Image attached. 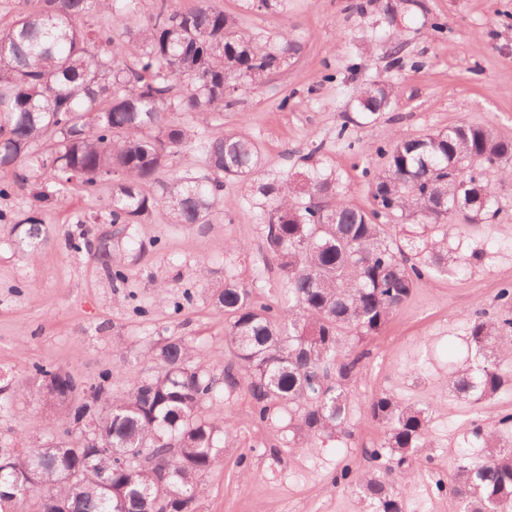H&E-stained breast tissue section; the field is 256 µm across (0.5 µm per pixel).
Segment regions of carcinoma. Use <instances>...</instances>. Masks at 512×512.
Instances as JSON below:
<instances>
[{
	"label": "carcinoma",
	"instance_id": "1",
	"mask_svg": "<svg viewBox=\"0 0 512 512\" xmlns=\"http://www.w3.org/2000/svg\"><path fill=\"white\" fill-rule=\"evenodd\" d=\"M388 29L393 64L400 61L404 0H357ZM107 13V26L93 23ZM303 45L288 36L260 42L208 0L189 10L158 0L147 19L136 0H40L0 25V170L28 185L22 169L49 174L53 191L34 196L57 205L72 193L97 194L112 182L107 201L113 229L91 241L76 214L70 246L102 264L112 282L125 280L114 243L131 224L157 212L173 224H206L227 211L224 184L253 185L261 152L251 139L215 124L226 94L258 86ZM398 95L390 81L365 79L351 98V121L372 122ZM176 112L198 115L206 168L199 176L162 177L190 141ZM50 138L54 148L39 151ZM382 168L370 178L373 208L341 197L333 174L304 171L293 181L263 182L265 242L290 290L288 308L259 304L251 290L224 283L216 295L228 315L232 358L222 368L192 363L191 346L168 337L150 355L154 371L128 392L112 395V373L88 386L58 369L34 366L51 385L41 400L63 413V437L47 422V440L23 453L0 450V512H41L53 497L69 512H195L204 476L220 461L232 424L205 405L246 383L251 418L267 423L288 415V443L313 447L321 438L351 437L349 389L361 355L342 348L375 336L420 282L448 270V231L480 224L495 213L488 174L512 160V139L461 120L423 135H398L379 149ZM413 221L430 230L428 260L411 261L393 228ZM0 222L22 229L30 244L45 241L37 215ZM470 345L484 361L452 376L466 399L492 397L509 382L497 357L512 353V318L475 315ZM366 413L387 427L373 462L397 456V467L425 447L428 407L403 406L391 394L373 397ZM468 447L485 451L472 466L461 456L448 495L461 512L512 508V440L473 425ZM408 474L365 476L360 488L376 512H405L396 486Z\"/></svg>",
	"mask_w": 512,
	"mask_h": 512
}]
</instances>
